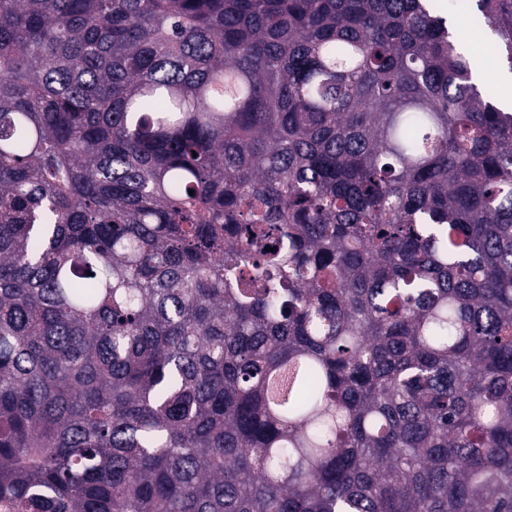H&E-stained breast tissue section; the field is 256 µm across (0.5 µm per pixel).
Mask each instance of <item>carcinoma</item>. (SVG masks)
<instances>
[{
  "instance_id": "carcinoma-1",
  "label": "carcinoma",
  "mask_w": 512,
  "mask_h": 512,
  "mask_svg": "<svg viewBox=\"0 0 512 512\" xmlns=\"http://www.w3.org/2000/svg\"><path fill=\"white\" fill-rule=\"evenodd\" d=\"M459 18L512 75V0H0V506L512 512Z\"/></svg>"
}]
</instances>
